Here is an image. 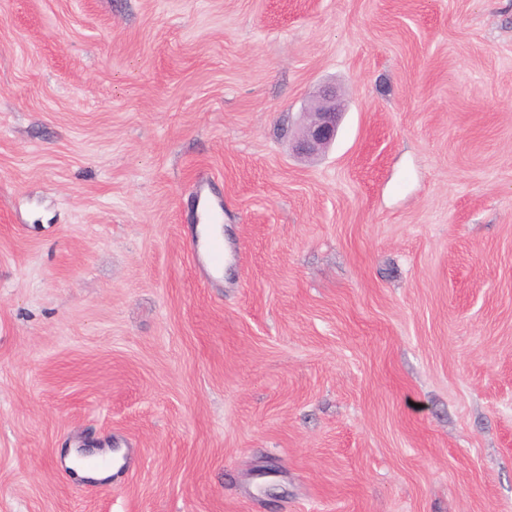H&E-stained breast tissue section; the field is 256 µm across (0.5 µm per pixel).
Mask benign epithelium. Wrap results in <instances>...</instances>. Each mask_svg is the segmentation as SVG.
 <instances>
[{"label":"benign epithelium","mask_w":512,"mask_h":512,"mask_svg":"<svg viewBox=\"0 0 512 512\" xmlns=\"http://www.w3.org/2000/svg\"><path fill=\"white\" fill-rule=\"evenodd\" d=\"M344 104L334 87H324L311 96L309 111L297 138L295 150L306 156L316 155L328 148L336 137Z\"/></svg>","instance_id":"benign-epithelium-1"}]
</instances>
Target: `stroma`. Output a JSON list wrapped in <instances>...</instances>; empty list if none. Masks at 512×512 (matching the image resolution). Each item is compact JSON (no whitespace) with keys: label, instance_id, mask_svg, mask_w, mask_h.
Instances as JSON below:
<instances>
[{"label":"stroma","instance_id":"stroma-1","mask_svg":"<svg viewBox=\"0 0 512 512\" xmlns=\"http://www.w3.org/2000/svg\"><path fill=\"white\" fill-rule=\"evenodd\" d=\"M0 512H512V0H0ZM344 104L334 87L320 88L311 96L309 111L297 138L298 154L313 156L328 148L336 137ZM191 248L197 254H199L201 251L204 253L205 260L212 271L217 274L223 272L225 251L224 246L221 243L211 240L203 245V243L200 241L195 242L194 240Z\"/></svg>","mask_w":512,"mask_h":512}]
</instances>
